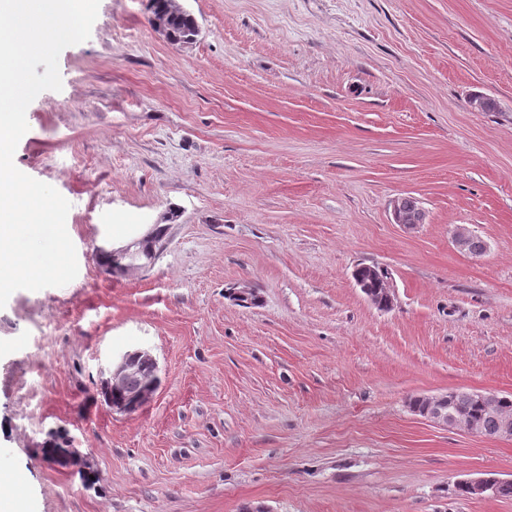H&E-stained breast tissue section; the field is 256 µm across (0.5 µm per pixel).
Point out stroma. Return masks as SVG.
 Wrapping results in <instances>:
<instances>
[{
    "label": "stroma",
    "instance_id": "obj_1",
    "mask_svg": "<svg viewBox=\"0 0 512 512\" xmlns=\"http://www.w3.org/2000/svg\"><path fill=\"white\" fill-rule=\"evenodd\" d=\"M100 0L14 163L71 208L78 275L0 309V469L28 512H512V441L419 396L512 395V0ZM495 99L474 112V94ZM408 195L426 212L394 223ZM166 225L155 262L102 252ZM464 225L485 243L458 251ZM387 269L373 307L354 269ZM256 290L258 305L226 298ZM158 365L139 411L100 383ZM71 439L95 481L45 459ZM174 0H153L152 23L159 22L155 28L165 37L168 31L169 41L179 44L192 34L194 20L189 12H182L172 3ZM163 25V26H162ZM409 196H401L398 197L393 203V218L394 222L397 224H402L404 226H413L416 224H424L425 221V212L419 206L415 212H410L407 210V199ZM144 366H151L154 371H158L156 360L150 353L143 350L127 351L115 363L112 359V367L108 370V377H106L101 383V392H105L107 395H110L112 393V389L124 390L126 383L127 393L140 390L136 393L129 394L128 401L125 403L118 405H113L111 403L110 407L112 410L122 413H133L153 399L157 391L158 384L153 383L147 388H144L154 379V373L152 370L149 367ZM138 368L141 369L133 374L127 382L131 372ZM458 481H461L465 483L470 492L475 495L476 497H482L490 495V493L494 494L497 484L503 483V482H510V483H504L501 485L498 493L496 494L497 497L501 498H511L512 497V482L511 480H499V479H493V478H476V479H460Z\"/></svg>",
    "mask_w": 512,
    "mask_h": 512
}]
</instances>
